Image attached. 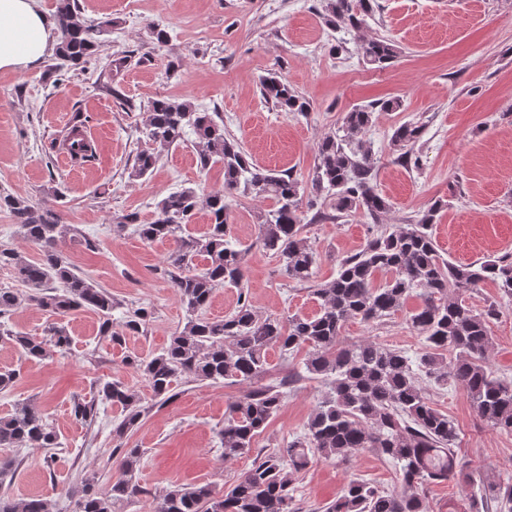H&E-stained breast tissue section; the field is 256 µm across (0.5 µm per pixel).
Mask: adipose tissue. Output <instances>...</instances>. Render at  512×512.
Here are the masks:
<instances>
[{
    "label": "adipose tissue",
    "mask_w": 512,
    "mask_h": 512,
    "mask_svg": "<svg viewBox=\"0 0 512 512\" xmlns=\"http://www.w3.org/2000/svg\"><path fill=\"white\" fill-rule=\"evenodd\" d=\"M54 43L40 0H0V71L36 67Z\"/></svg>",
    "instance_id": "ef3b65f1"
}]
</instances>
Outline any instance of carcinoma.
<instances>
[{"instance_id":"cac0c4a2","label":"carcinoma","mask_w":512,"mask_h":512,"mask_svg":"<svg viewBox=\"0 0 512 512\" xmlns=\"http://www.w3.org/2000/svg\"><path fill=\"white\" fill-rule=\"evenodd\" d=\"M375 2L322 0V17L330 28L354 37L366 64L384 69L398 56L395 44L387 38L363 36ZM80 14L79 0H56L55 55L63 67L85 63L98 49L100 29L84 23ZM260 93L282 112L306 116L311 111L310 102L276 75L262 79ZM400 107L401 100L392 98L344 112L341 125L318 143L311 179L304 186L291 171L267 170L250 161L240 142L224 133L221 113L202 111L189 98L158 97L149 102L145 134L151 146L136 152L131 176L147 175L159 151L191 134L200 169L223 164L224 189L207 194L193 189L173 192L157 204L154 218L146 223L136 213L117 217L116 224L132 226L144 242H173L164 274L188 316L183 330L171 336L162 352L130 356L128 364L144 376L151 400L165 404L175 397L173 383L181 376L249 383L267 371L269 349L277 347L288 354L307 346L305 371L326 386L305 432L277 452L255 460L233 485L222 491L208 484L175 486L153 499L151 512H294L293 476L313 458L347 462L367 448L396 462L400 489L389 491L351 479L325 512H429L424 487L446 481L478 486L473 509L503 512L512 506V478L486 482L475 467L458 459L455 422L434 406L420 384L424 377L436 385L457 386L479 420L495 430L512 432V379L495 375L487 363L492 327L502 309L512 305V259L455 264L442 258L432 233L441 202L341 259L336 277L312 289L319 311L311 317L294 315L285 322L264 317L244 292L251 248L230 240L228 199L241 193L273 200V207L259 216V247L279 259L288 279L311 281L318 254L303 237V206L311 207L321 198L329 208L322 213L324 219L361 212L373 223H381L391 204L375 188V162L364 136L374 112ZM84 127L85 117L74 112L67 152L83 163L95 158L82 135ZM424 131L425 125L411 121L393 129L390 145L398 163L420 167L417 145ZM200 210L208 213V229L193 236L186 232V225ZM0 212L8 214L23 237L42 252L39 261L31 262L0 244V269L9 270L31 289L28 300L63 316L92 310L102 319L100 335L115 343L121 342L125 332L147 333L153 315L148 307L127 313L121 330H115L112 294L76 273L59 250L68 236L77 233L74 226L63 223L60 214L2 190ZM199 257L207 261L202 269L195 264ZM378 272L389 275L379 285L374 282ZM487 281L498 288L500 300L477 309L467 302V295ZM219 286L238 289V305L222 319L208 318L204 311ZM414 293L421 304L406 322L424 341L416 357L373 341L340 344L347 321L370 324L391 316ZM22 301L14 289L0 287V335L14 342L28 359L44 358L51 347L67 350L70 338L61 326H49L41 338L4 328L1 318ZM285 386L282 380L256 387L228 405L219 434L224 460H234L253 448L255 438L279 413ZM98 395L122 409L113 429L115 437L123 438L142 421L145 398L123 382L100 384ZM24 444L44 450L59 447L56 432L30 403L0 418V448ZM142 455L139 448L121 449L118 476L105 491L96 489V477L82 479L71 490L75 512H120L123 503L144 494L136 480ZM0 512H49V504L40 497L15 502L0 496Z\"/></svg>"}]
</instances>
